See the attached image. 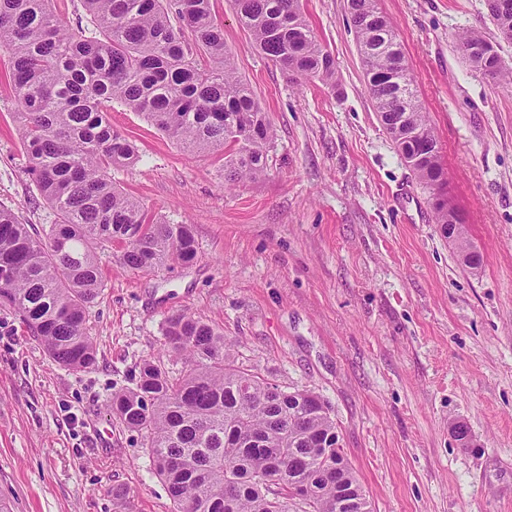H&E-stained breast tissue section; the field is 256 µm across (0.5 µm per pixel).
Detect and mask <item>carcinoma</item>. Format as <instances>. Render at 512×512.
<instances>
[{
  "label": "carcinoma",
  "mask_w": 512,
  "mask_h": 512,
  "mask_svg": "<svg viewBox=\"0 0 512 512\" xmlns=\"http://www.w3.org/2000/svg\"><path fill=\"white\" fill-rule=\"evenodd\" d=\"M89 24L67 27L50 0H0V50L18 108L16 131L27 172L55 216L39 233L0 207V309L19 320L60 365L95 367L89 309L102 289L98 250L116 243L121 263L150 271L197 253L189 224L149 213L112 183L108 170L134 163L137 149L112 127L117 101L193 153L224 155L225 181L264 172L273 129L260 101L237 74L213 18L212 0H80ZM486 0L488 17L512 40V11ZM255 46L294 78L336 84V62L318 41L301 0H232ZM351 23L377 112L401 111L397 92L413 96L403 127L435 138L392 22L375 0H348ZM458 46L495 83L512 71L481 31ZM405 158L419 145L390 133ZM429 187L445 177L439 151L413 166ZM163 336L182 360L173 376L145 359L135 387L112 393L109 407L145 434L171 512H348L338 490L356 500L363 487L336 422L310 389L291 393L253 366L237 362L223 333L186 313L169 316ZM251 438L266 448L247 444ZM310 488V501L290 496Z\"/></svg>",
  "instance_id": "carcinoma-1"
}]
</instances>
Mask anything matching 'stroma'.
Here are the masks:
<instances>
[{
  "label": "stroma",
  "mask_w": 512,
  "mask_h": 512,
  "mask_svg": "<svg viewBox=\"0 0 512 512\" xmlns=\"http://www.w3.org/2000/svg\"><path fill=\"white\" fill-rule=\"evenodd\" d=\"M303 3L337 88L292 80L230 0L214 4L274 129L262 175L227 186L219 156L183 151L113 103L139 159L112 180L191 224L197 255L142 272L117 246L101 251L91 370L62 367L0 310V497L12 512H170L143 434L107 400L144 359L181 370L163 326L182 312L223 331L239 362L328 403L373 512H512V85L473 71L457 37L482 31L511 65L512 41L485 0H377L438 141L448 203L482 256L471 269L374 108L347 0ZM7 63L0 52V205L45 229L54 216L26 171Z\"/></svg>",
  "instance_id": "35a3bbf8"
}]
</instances>
